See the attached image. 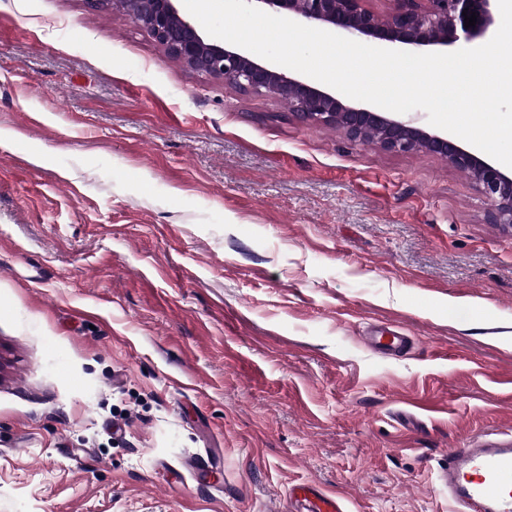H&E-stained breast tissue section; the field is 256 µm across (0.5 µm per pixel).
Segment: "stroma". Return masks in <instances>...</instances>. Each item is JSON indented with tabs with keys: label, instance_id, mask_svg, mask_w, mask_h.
Instances as JSON below:
<instances>
[{
	"label": "stroma",
	"instance_id": "stroma-1",
	"mask_svg": "<svg viewBox=\"0 0 512 512\" xmlns=\"http://www.w3.org/2000/svg\"><path fill=\"white\" fill-rule=\"evenodd\" d=\"M487 211L446 159L309 126L121 11L0 0V512H282L300 481L451 512L449 452L512 432ZM371 346L381 350H403L408 346L409 338L394 330L391 327H381L367 336Z\"/></svg>",
	"mask_w": 512,
	"mask_h": 512
}]
</instances>
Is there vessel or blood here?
I'll return each instance as SVG.
<instances>
[{
    "instance_id": "1",
    "label": "vessel or blood",
    "mask_w": 512,
    "mask_h": 512,
    "mask_svg": "<svg viewBox=\"0 0 512 512\" xmlns=\"http://www.w3.org/2000/svg\"><path fill=\"white\" fill-rule=\"evenodd\" d=\"M368 342L381 350H402L407 336L381 327ZM434 481L453 503L455 512H512V433L494 431L454 449ZM294 512H346L342 496L304 482L288 491Z\"/></svg>"
}]
</instances>
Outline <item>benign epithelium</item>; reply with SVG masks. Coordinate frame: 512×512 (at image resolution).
<instances>
[{
    "mask_svg": "<svg viewBox=\"0 0 512 512\" xmlns=\"http://www.w3.org/2000/svg\"><path fill=\"white\" fill-rule=\"evenodd\" d=\"M180 0H87L93 8H120L143 27L167 54L199 75L226 80L253 94H273L310 126L341 128L352 140L376 143L401 154L438 155L465 172L490 202L488 220L512 227V173L461 146L447 133L430 132L378 106L351 104L310 78L285 70L232 44L206 38L184 15ZM298 23L378 43L389 49L419 53L446 50L458 41L486 37L496 19L494 0H392L381 15L367 0H247ZM477 15L475 25L464 17Z\"/></svg>",
    "mask_w": 512,
    "mask_h": 512,
    "instance_id": "benign-epithelium-1",
    "label": "benign epithelium"
}]
</instances>
